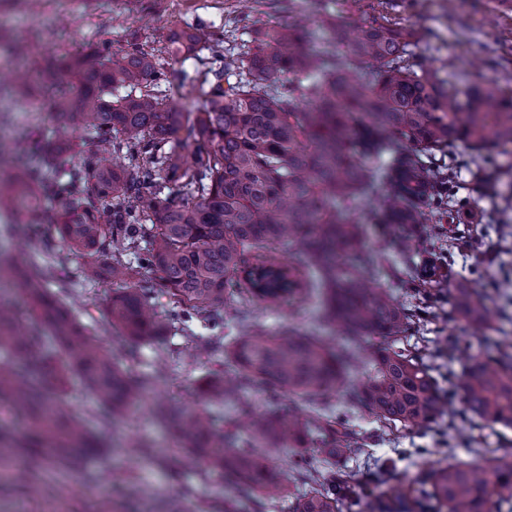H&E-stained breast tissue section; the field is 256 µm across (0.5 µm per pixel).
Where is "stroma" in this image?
I'll return each instance as SVG.
<instances>
[{"instance_id":"obj_1","label":"stroma","mask_w":512,"mask_h":512,"mask_svg":"<svg viewBox=\"0 0 512 512\" xmlns=\"http://www.w3.org/2000/svg\"><path fill=\"white\" fill-rule=\"evenodd\" d=\"M338 23L357 25L369 14L406 28L415 43V61L425 70L459 86L495 85L512 90V0H326ZM290 14L278 11L275 0H0V38L22 39L43 55L90 50L107 41L119 48L138 40L163 48L171 35L190 25L211 31L231 26L240 39L250 38L254 21L285 24ZM202 78L197 60L168 66L169 87L183 111L202 105L190 87ZM0 133L18 139L24 151L47 147L61 139L80 143V127L68 129L52 118L47 106L16 94L0 93ZM453 152L459 169L453 184L457 201L450 214L427 210L421 224L405 226L408 237L421 240L419 251L390 247L392 227L385 224L378 201L361 202L353 216L364 226L365 242L382 252L371 272L374 285L389 290L404 306L416 299L411 275L434 260L439 269L426 290L433 302L426 317L405 337L402 346L421 358L448 405L422 427L389 429L366 410L336 399L335 414L364 439L362 450L343 463L347 474L342 512H359L365 491L380 494L405 487L420 472L454 460L474 461L492 448H512L511 429H480L465 417L455 388L461 372L458 352L449 338L480 352L481 339L470 324L450 316V284L469 281L478 290L496 282L495 303L512 300V178L503 176L505 159L498 148L475 149L457 142ZM25 251L41 266L83 263L80 254L61 249L54 227L20 224L0 214V260ZM112 287L73 281L54 289L55 297L72 308L80 324L136 379L149 383L147 398L118 419L101 415L86 382L66 374L61 392L71 414L83 420L91 435L106 437L108 448L69 467L49 461L30 462L0 447V512H99L100 496H108L112 512H289L287 501L257 506L239 497L224 476L189 465L173 429L160 426L156 403L174 411L198 407L197 389L212 370L233 376L235 366L223 348L205 347L212 329L196 320L184 324L169 316L172 301L157 293L153 310L165 322L162 336L137 343L113 330L104 311ZM313 301L271 307L259 300L245 310L224 309V334L244 335L247 321L270 333L293 327L319 336L335 348L344 341L318 318Z\"/></svg>"}]
</instances>
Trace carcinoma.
Instances as JSON below:
<instances>
[{"instance_id":"1","label":"carcinoma","mask_w":512,"mask_h":512,"mask_svg":"<svg viewBox=\"0 0 512 512\" xmlns=\"http://www.w3.org/2000/svg\"><path fill=\"white\" fill-rule=\"evenodd\" d=\"M330 40L347 45L340 61L329 50L305 48L296 25L263 23L234 54L224 37L195 26L176 32L165 50L136 41L105 45L93 58H74L71 82L46 78L50 63L17 41L25 57L11 75L17 93L35 95L63 126L82 125L78 147L53 146L41 163L14 161L0 172V207L24 219L47 214L62 248L88 257L74 272L61 268L58 287L72 278L116 285L107 316L126 338L149 342L163 324L151 308L154 288L171 293L185 319L224 328L219 306L245 289L270 304L321 298L324 322L348 344L328 348L291 328L271 336L257 323L231 345L236 376L214 375L203 388L210 404L235 403V416L215 425L205 409L175 425L196 462L231 479L251 497L291 498V512H340L342 472H331L311 492L291 493L256 448L317 447L305 461L314 475L348 458L355 434L329 414L332 397L364 408L388 424L423 426L443 409L437 383L420 360L393 343L411 328L392 295L370 286L376 254L362 250V230L351 212L380 199L391 224H419L423 208L448 206L436 192L443 172L428 158L464 140L512 155V92L461 88L410 63L412 35L383 17L353 32L331 25ZM208 50L198 92L202 107L184 112L169 94L165 65ZM184 132L186 155L166 151ZM71 155L68 179L54 161ZM50 196L59 208L45 211ZM297 247L300 262L283 264L277 251ZM11 278L38 328L0 307V348L25 360L28 376L0 364V397L29 422L31 457L63 463L87 454L90 433L52 397L59 367L77 372L98 408L122 417L147 384L128 372L69 309L48 293L52 272L21 257ZM154 275L151 287L141 285ZM452 313L474 334L488 330V299L462 280L453 284ZM47 331L61 366L44 342ZM380 338L366 354L372 372L345 386L344 364L359 341ZM456 389L464 410L481 427H512V343L493 356L465 349ZM273 385L305 399L310 411L257 412L245 389ZM366 512H512V448L490 457L433 468L409 490L367 496Z\"/></svg>"}]
</instances>
